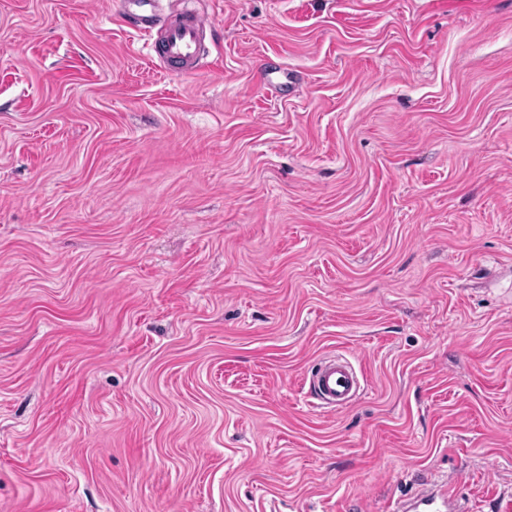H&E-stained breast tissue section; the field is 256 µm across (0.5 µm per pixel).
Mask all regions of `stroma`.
<instances>
[{
  "label": "stroma",
  "instance_id": "obj_1",
  "mask_svg": "<svg viewBox=\"0 0 512 512\" xmlns=\"http://www.w3.org/2000/svg\"><path fill=\"white\" fill-rule=\"evenodd\" d=\"M190 5L0 0V512H504L512 0ZM160 0H115L113 10L133 30L150 40L160 30L162 38L149 47L168 70L176 67L183 72L197 68L208 20L196 10L186 7L180 12L165 13ZM361 387L360 376L344 357L323 359L312 373L310 394L321 409L338 411L350 406ZM450 481L426 482L408 500H398L390 506L391 512H468L462 502L450 489Z\"/></svg>",
  "mask_w": 512,
  "mask_h": 512
}]
</instances>
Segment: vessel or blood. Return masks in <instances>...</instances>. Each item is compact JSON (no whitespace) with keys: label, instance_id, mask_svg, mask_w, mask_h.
I'll list each match as a JSON object with an SVG mask.
<instances>
[{"label":"vessel or blood","instance_id":"vessel-or-blood-1","mask_svg":"<svg viewBox=\"0 0 512 512\" xmlns=\"http://www.w3.org/2000/svg\"><path fill=\"white\" fill-rule=\"evenodd\" d=\"M160 0H114L113 10L134 31L152 37V50L165 68L189 72L200 60L203 37L209 26L207 19L192 8L172 14L163 12ZM361 387L360 377L344 357L323 359L309 382L312 398L318 408L338 411L350 406ZM390 512H468L464 502L450 489L449 482H427L410 499L395 502Z\"/></svg>","mask_w":512,"mask_h":512}]
</instances>
